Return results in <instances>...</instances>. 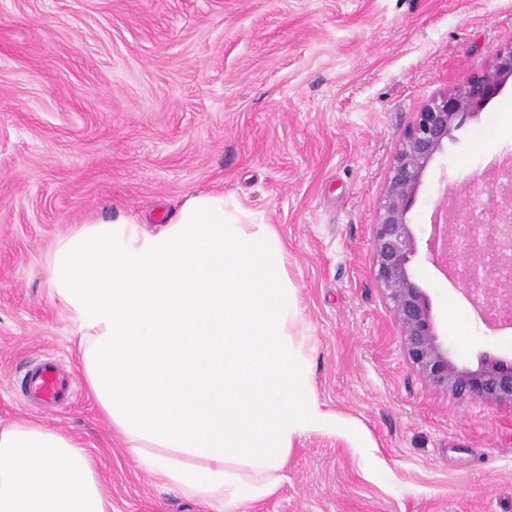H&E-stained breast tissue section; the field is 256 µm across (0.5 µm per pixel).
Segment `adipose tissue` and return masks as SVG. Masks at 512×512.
Here are the masks:
<instances>
[{
    "mask_svg": "<svg viewBox=\"0 0 512 512\" xmlns=\"http://www.w3.org/2000/svg\"><path fill=\"white\" fill-rule=\"evenodd\" d=\"M81 373L140 468L215 512L274 492L295 438L369 442L315 394L288 251L262 213L215 192L173 220L75 225L47 253ZM0 512H107L96 463L39 422L0 423Z\"/></svg>",
    "mask_w": 512,
    "mask_h": 512,
    "instance_id": "1",
    "label": "adipose tissue"
}]
</instances>
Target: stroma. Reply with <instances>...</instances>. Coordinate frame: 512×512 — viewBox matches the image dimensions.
<instances>
[{
    "mask_svg": "<svg viewBox=\"0 0 512 512\" xmlns=\"http://www.w3.org/2000/svg\"><path fill=\"white\" fill-rule=\"evenodd\" d=\"M511 43L512 0H0V420L80 440L109 512H211L143 472L90 397L45 257L88 219L159 224L190 193H224L285 241L316 396L371 441L297 438L246 512H512V406L428 385L372 272L404 129ZM507 153L512 79L455 131L409 213L416 282L465 369L512 362V326L475 316L433 258L431 219ZM45 357L74 380L57 412L20 387Z\"/></svg>",
    "mask_w": 512,
    "mask_h": 512,
    "instance_id": "1",
    "label": "stroma"
}]
</instances>
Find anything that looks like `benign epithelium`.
I'll list each match as a JSON object with an SVG mask.
<instances>
[{
  "mask_svg": "<svg viewBox=\"0 0 512 512\" xmlns=\"http://www.w3.org/2000/svg\"><path fill=\"white\" fill-rule=\"evenodd\" d=\"M512 78V44L462 86L429 99L398 140L373 222V274L389 301L406 353L431 386L458 399L512 405V364L486 360L475 370L458 367L439 341L428 298L411 270L415 237L408 213L422 178L453 131L475 118ZM451 265L459 283L491 317L512 320V174L450 210Z\"/></svg>",
  "mask_w": 512,
  "mask_h": 512,
  "instance_id": "1",
  "label": "benign epithelium"
}]
</instances>
